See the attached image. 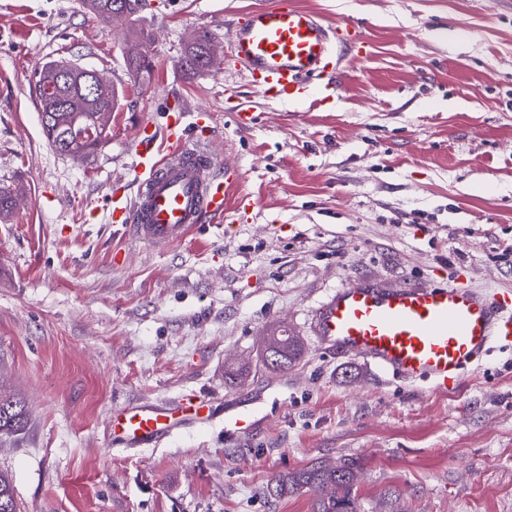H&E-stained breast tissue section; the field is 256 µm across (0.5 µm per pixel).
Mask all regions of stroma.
<instances>
[{"mask_svg": "<svg viewBox=\"0 0 512 512\" xmlns=\"http://www.w3.org/2000/svg\"><path fill=\"white\" fill-rule=\"evenodd\" d=\"M262 2L147 0L108 24L81 0H0V184L22 192L0 222V387L28 417L0 471L20 512H313L314 492L270 497L274 477L346 459L358 512H512V345L442 395L312 334L354 278L512 292V0H294L363 36L338 89L293 101L225 63L232 19ZM137 28L154 39L143 79L126 64ZM202 29L219 64L193 76L181 58ZM59 56L122 93L85 161L40 121L35 73ZM175 101L241 178L223 220L158 250L110 223L108 193ZM283 329L302 353L273 370L263 342ZM191 393L210 424L112 449L114 406Z\"/></svg>", "mask_w": 512, "mask_h": 512, "instance_id": "1", "label": "stroma"}]
</instances>
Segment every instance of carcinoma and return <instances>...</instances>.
<instances>
[{
	"label": "carcinoma",
	"mask_w": 512,
	"mask_h": 512,
	"mask_svg": "<svg viewBox=\"0 0 512 512\" xmlns=\"http://www.w3.org/2000/svg\"><path fill=\"white\" fill-rule=\"evenodd\" d=\"M120 2L127 14L146 4V0H83L84 7L96 17L112 21V9ZM213 37L207 30L194 33L186 46L182 65L190 71L209 69ZM127 66L137 76L152 69V60L146 55L131 52L126 55ZM70 66L65 58L45 61L35 76V90L40 101V112L47 115L43 131L53 149L76 159H87L104 144L112 128V113L120 106L121 93L112 84L97 85L93 95L84 89L85 79L76 72L70 80L58 85L55 97L46 98L40 90L43 83L56 80L58 74ZM20 192L10 185L0 186V218L15 209ZM266 347H274L282 354L279 368L290 366L301 354L297 337L279 333L267 338ZM27 425L25 402L15 396L0 393V438L22 433ZM358 470L357 462L345 460L339 465H312L284 473L275 480L273 495L281 498L304 489H318L315 512H356L352 496ZM0 512H17L13 486L9 476L0 472Z\"/></svg>",
	"instance_id": "1"
}]
</instances>
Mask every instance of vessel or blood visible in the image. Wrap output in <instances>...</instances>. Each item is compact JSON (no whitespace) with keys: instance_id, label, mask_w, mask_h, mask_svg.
Wrapping results in <instances>:
<instances>
[{"instance_id":"obj_1","label":"vessel or blood","mask_w":512,"mask_h":512,"mask_svg":"<svg viewBox=\"0 0 512 512\" xmlns=\"http://www.w3.org/2000/svg\"><path fill=\"white\" fill-rule=\"evenodd\" d=\"M358 26L326 23L291 0H268L232 23L230 60L265 97L291 100L311 84L336 87L335 52L359 40ZM135 197L112 191L110 221L163 249L199 224L223 219L227 190L240 171L217 159L182 118L168 121L164 146L153 135L136 144ZM313 332L322 346L369 360L406 380L445 393L502 342L512 343V294L489 297L465 287L385 288L362 279L339 285L316 306ZM208 404L187 395L164 404L115 406L111 439L122 448L156 447L209 420Z\"/></svg>"}]
</instances>
